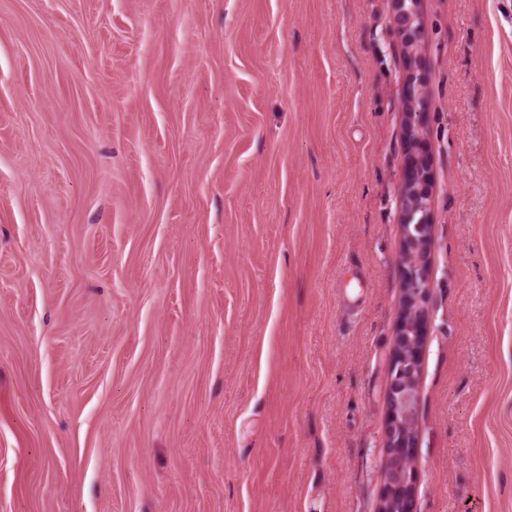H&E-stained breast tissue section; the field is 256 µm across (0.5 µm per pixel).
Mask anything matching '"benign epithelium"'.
Wrapping results in <instances>:
<instances>
[{
    "instance_id": "obj_1",
    "label": "benign epithelium",
    "mask_w": 512,
    "mask_h": 512,
    "mask_svg": "<svg viewBox=\"0 0 512 512\" xmlns=\"http://www.w3.org/2000/svg\"><path fill=\"white\" fill-rule=\"evenodd\" d=\"M420 0H393L394 16L405 44L402 98L405 160L399 192L402 236V301L387 369L388 418L384 448L388 460L379 512L398 498V512H414L417 490L419 379L431 322L433 170L427 148L428 112L420 74L424 26Z\"/></svg>"
}]
</instances>
